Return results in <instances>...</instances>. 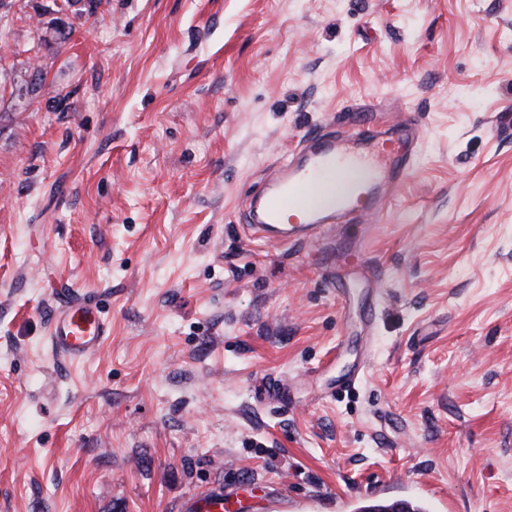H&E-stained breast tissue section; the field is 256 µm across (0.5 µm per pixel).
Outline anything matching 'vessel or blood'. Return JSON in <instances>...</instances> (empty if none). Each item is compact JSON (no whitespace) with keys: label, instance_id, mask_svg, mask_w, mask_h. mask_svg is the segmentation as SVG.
Here are the masks:
<instances>
[{"label":"vessel or blood","instance_id":"b4317fda","mask_svg":"<svg viewBox=\"0 0 512 512\" xmlns=\"http://www.w3.org/2000/svg\"><path fill=\"white\" fill-rule=\"evenodd\" d=\"M339 120L347 126L343 134L307 135L279 166L276 177L248 194L247 228L251 233L284 245L324 243L335 238L340 225H369L383 216L411 168L410 147L418 136V126L408 121L378 129L377 114L362 107L340 114ZM365 157L386 159L387 170L371 175L334 203L323 204L324 177ZM106 327L97 305L83 301L56 307L50 318L53 344L73 360L93 355Z\"/></svg>","mask_w":512,"mask_h":512}]
</instances>
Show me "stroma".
<instances>
[{"label": "stroma", "mask_w": 512, "mask_h": 512, "mask_svg": "<svg viewBox=\"0 0 512 512\" xmlns=\"http://www.w3.org/2000/svg\"><path fill=\"white\" fill-rule=\"evenodd\" d=\"M388 101L421 133L369 331L359 225L244 219L301 137ZM73 300L109 326L81 362L49 338ZM214 488L512 512V0H0V512Z\"/></svg>", "instance_id": "1"}]
</instances>
